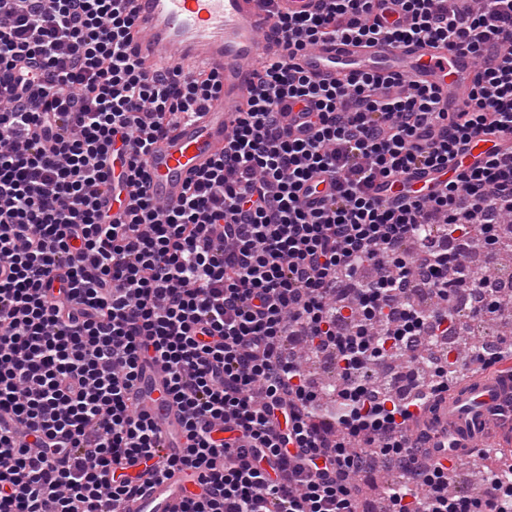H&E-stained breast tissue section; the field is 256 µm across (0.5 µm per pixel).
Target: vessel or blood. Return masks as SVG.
Masks as SVG:
<instances>
[{
    "instance_id": "obj_1",
    "label": "vessel or blood",
    "mask_w": 512,
    "mask_h": 512,
    "mask_svg": "<svg viewBox=\"0 0 512 512\" xmlns=\"http://www.w3.org/2000/svg\"><path fill=\"white\" fill-rule=\"evenodd\" d=\"M318 0H128L135 18L132 47L144 71L204 63L223 78L221 95L183 121L175 133L154 143L146 156L143 186L127 182L109 202L120 216L138 190L161 206H177L189 177L207 167L227 144L234 120L251 87V70L259 57H274L283 39L270 25L271 12L301 15L314 12ZM302 69L321 81L362 73L392 74L436 89L444 108L464 111L480 70L478 58L420 44L357 45L326 41L297 56ZM162 367H150L138 384L143 404L158 424L161 454L174 453L181 433L180 415L168 403ZM512 415V378L473 377L456 386L441 403L440 423L429 446L441 463L462 457L485 441L495 423ZM200 489L192 471L144 485L137 500L122 512H179L183 501Z\"/></svg>"
}]
</instances>
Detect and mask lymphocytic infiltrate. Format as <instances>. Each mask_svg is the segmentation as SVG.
<instances>
[{
    "label": "lymphocytic infiltrate",
    "mask_w": 512,
    "mask_h": 512,
    "mask_svg": "<svg viewBox=\"0 0 512 512\" xmlns=\"http://www.w3.org/2000/svg\"><path fill=\"white\" fill-rule=\"evenodd\" d=\"M124 2L0 0V512H118L137 464L198 472L182 512H357L382 458L407 476L394 512H512V478L450 494L447 466L407 435L448 395L441 337L458 291L472 316L498 312L487 278L444 244L469 249L481 226L496 264L512 213V147L458 163L474 139L512 136V0H320L275 16L285 49L255 66L223 153L177 207L143 194L113 224L111 155L128 151L126 179L145 180L154 139L222 89L204 67L141 70ZM326 40L464 49L485 65L450 113L425 87L386 95L380 75L313 80L295 57ZM284 104L305 136L281 126ZM426 170L447 178L409 186ZM380 181L399 192L374 196ZM296 336L336 355L341 436L313 423L319 391L285 350ZM417 351L407 393L373 388L369 368ZM148 362L183 425L162 459L135 389Z\"/></svg>",
    "instance_id": "obj_1"
}]
</instances>
